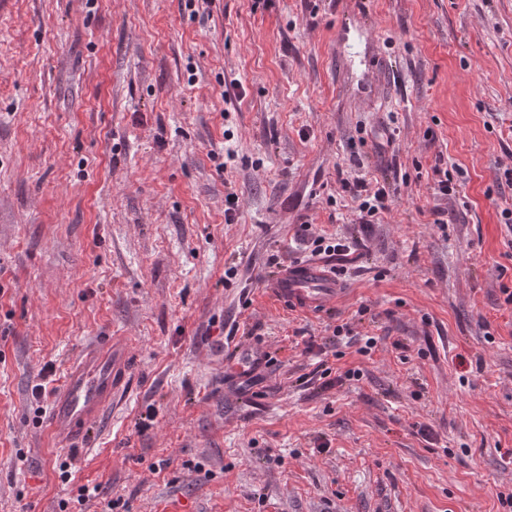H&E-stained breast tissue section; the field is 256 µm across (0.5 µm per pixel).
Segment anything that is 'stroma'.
<instances>
[{
    "label": "stroma",
    "instance_id": "stroma-1",
    "mask_svg": "<svg viewBox=\"0 0 512 512\" xmlns=\"http://www.w3.org/2000/svg\"><path fill=\"white\" fill-rule=\"evenodd\" d=\"M510 168L512 0H0V512L83 485V512H512ZM341 172L387 178L381 223ZM334 234L333 311L276 301ZM109 333L124 397L49 450V392ZM341 41L343 45L347 48V55L344 57L345 65L349 68H353L357 63L370 67L372 71L378 70L379 67V59L376 57H373L369 60H362L359 52L357 51V46L354 43V39L351 37V29L350 28H343L342 29V36ZM312 247L311 254L315 256L325 255L329 258L335 256H347L350 253L349 245L346 244L341 238L335 236H319L310 239V245Z\"/></svg>",
    "mask_w": 512,
    "mask_h": 512
}]
</instances>
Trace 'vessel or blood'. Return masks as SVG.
I'll return each mask as SVG.
<instances>
[{
  "instance_id": "vessel-or-blood-1",
  "label": "vessel or blood",
  "mask_w": 512,
  "mask_h": 512,
  "mask_svg": "<svg viewBox=\"0 0 512 512\" xmlns=\"http://www.w3.org/2000/svg\"><path fill=\"white\" fill-rule=\"evenodd\" d=\"M270 294L291 310L322 314L344 290L321 263L306 261L267 277ZM126 337L109 336L86 345L65 368L49 406L45 435L53 445H92L94 431L125 394L130 369Z\"/></svg>"
}]
</instances>
